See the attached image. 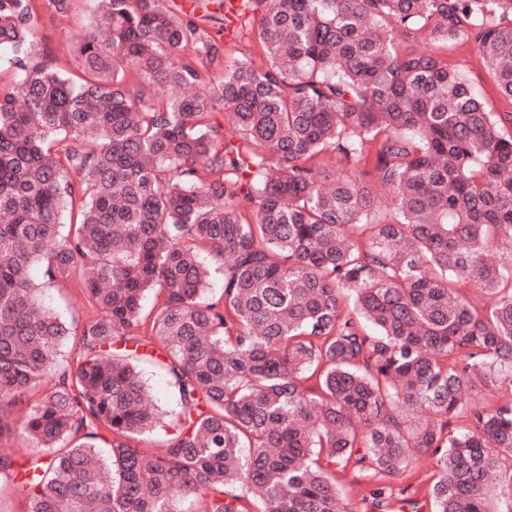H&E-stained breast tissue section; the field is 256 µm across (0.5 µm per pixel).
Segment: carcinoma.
Segmentation results:
<instances>
[{
  "mask_svg": "<svg viewBox=\"0 0 512 512\" xmlns=\"http://www.w3.org/2000/svg\"><path fill=\"white\" fill-rule=\"evenodd\" d=\"M265 2L238 18L264 68L206 71L168 0H97L108 38L62 73L0 0V439L29 451L0 477L24 512H349L334 469L427 454L432 512H512V112L442 54L474 44L512 102V0ZM73 275L100 316L71 365L39 296ZM156 343L179 413L151 452Z\"/></svg>",
  "mask_w": 512,
  "mask_h": 512,
  "instance_id": "cac0c4a2",
  "label": "carcinoma"
}]
</instances>
